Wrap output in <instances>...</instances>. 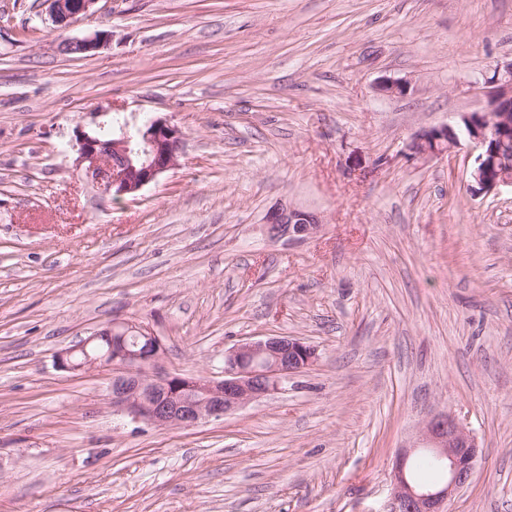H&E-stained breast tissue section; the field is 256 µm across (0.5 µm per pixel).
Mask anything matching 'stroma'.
<instances>
[{
	"mask_svg": "<svg viewBox=\"0 0 512 512\" xmlns=\"http://www.w3.org/2000/svg\"><path fill=\"white\" fill-rule=\"evenodd\" d=\"M511 59L512 0H98L66 29L0 0V512H385L438 411L482 450L450 512H512V187L472 196L468 144L405 151ZM102 112L176 126L177 167L133 197L84 182L74 132ZM276 207L320 232L269 242ZM116 319L186 376L267 336L318 359L156 428L113 411L111 370L55 364ZM111 38V31L100 30L82 38L65 39L58 44L57 49L65 55L91 57L107 46Z\"/></svg>",
	"mask_w": 512,
	"mask_h": 512,
	"instance_id": "stroma-1",
	"label": "stroma"
}]
</instances>
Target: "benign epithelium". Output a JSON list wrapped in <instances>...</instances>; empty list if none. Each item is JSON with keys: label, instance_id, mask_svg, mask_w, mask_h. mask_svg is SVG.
<instances>
[{"label": "benign epithelium", "instance_id": "7a95c632", "mask_svg": "<svg viewBox=\"0 0 512 512\" xmlns=\"http://www.w3.org/2000/svg\"><path fill=\"white\" fill-rule=\"evenodd\" d=\"M56 24L69 26L88 15L98 0H45ZM112 32L96 31L67 39L57 49L65 55L91 57L109 44ZM489 108L461 117L459 130L442 125L415 134L406 144L408 155L428 157L469 141L476 156L470 172V192L489 195L512 185V165L503 148L512 140V61L495 68L487 80ZM76 169L103 193L135 195L176 166L182 144L180 130L162 119L139 126L124 125L120 133L103 140L81 128L75 134ZM320 230L318 219L301 209L271 210L263 224L271 242L304 241ZM165 348L147 326L114 320L81 343L56 355L66 371L93 368L112 370L109 396L112 408L138 423L158 427H195L219 420L247 403L288 390V382L313 366L314 346L297 338L272 336L239 343L224 351V375L216 379L184 376L163 366ZM430 451L448 466V477L425 487L407 476L412 455ZM479 454L472 433L448 412L430 416L420 442L400 453L392 464V494L388 512H447L455 495L469 485Z\"/></svg>", "mask_w": 512, "mask_h": 512}]
</instances>
